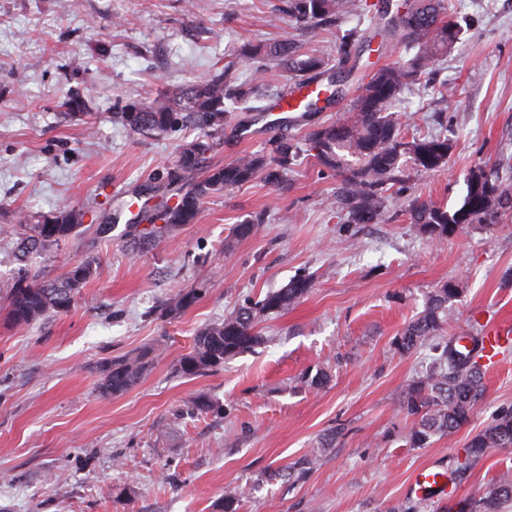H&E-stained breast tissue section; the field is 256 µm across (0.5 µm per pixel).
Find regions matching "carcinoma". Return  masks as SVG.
<instances>
[{
  "mask_svg": "<svg viewBox=\"0 0 512 512\" xmlns=\"http://www.w3.org/2000/svg\"><path fill=\"white\" fill-rule=\"evenodd\" d=\"M288 15L300 24H335L356 9L355 0H287ZM413 20L386 13L383 40L409 51L410 59H400L377 68L361 84L352 99L348 115L309 133V150L317 161L343 174L332 207L351 224H377L388 212L395 187L405 183L411 172H435L448 164L452 144L441 136L406 140L400 122L391 112L393 105L409 86L422 82L448 54L460 38V28L450 14L446 0H412ZM363 32L352 28L336 45L337 56L347 58L351 48L361 41ZM240 54L259 62L249 83L238 82L229 71L172 89L166 96L133 118L134 107L116 118L138 133L166 134L179 125L194 123L219 130L230 120L235 107L253 96H261L268 86L269 73L278 68L291 72L297 85H305L322 73L325 56L306 53L294 40L274 44L246 43ZM215 147L212 135L185 145L178 167L184 188L177 203L143 212L141 220L151 224L146 235L156 239L182 224H193L201 205L209 196L253 181L261 175L278 186L286 176L300 148L292 139L274 141L271 152L245 155L221 168L203 171L205 155ZM466 195L454 211L431 201L414 198L406 212L410 223L421 235L438 241L465 225L498 224L512 210V185L502 181L486 166L473 168L467 178ZM86 210L72 206L49 215L18 214L17 223L25 227L19 252L43 251L75 235L84 224ZM95 274V261L82 260L64 274L48 278L21 276L7 285L0 307L13 326H29L45 317L68 312L80 288ZM314 276L292 279L284 287L267 292L263 298L238 308L223 320L201 328L189 352L177 361V371L186 377L207 374L224 360L247 352L264 342L257 331L261 318L293 307L313 286ZM461 288L450 281L431 294L424 309L395 337L394 345L402 353L429 347L434 357L426 372L403 388L399 408L413 417L406 441L413 448L423 447L434 437L450 435L466 425L484 394L483 371L476 360L483 351L484 337H471L472 348L460 345L461 336L445 337L441 332L452 317L450 304ZM197 295L181 292L172 298L165 315L175 317L191 306ZM154 350L146 349L106 363L101 369L100 389L106 395L123 394L137 386L153 361ZM213 409L210 399L200 395L188 407L193 418ZM339 432L333 430L320 438L310 455L287 467L284 476L304 479L319 458L336 446ZM491 448H512V411L497 416L484 430L474 435L465 448L464 461L456 474L466 475L471 461L483 457ZM512 502V474L506 472L481 494L462 505L448 506V512H501Z\"/></svg>",
  "mask_w": 512,
  "mask_h": 512,
  "instance_id": "1",
  "label": "carcinoma"
}]
</instances>
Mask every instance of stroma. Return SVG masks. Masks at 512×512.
Returning <instances> with one entry per match:
<instances>
[{"label":"stroma","instance_id":"obj_1","mask_svg":"<svg viewBox=\"0 0 512 512\" xmlns=\"http://www.w3.org/2000/svg\"><path fill=\"white\" fill-rule=\"evenodd\" d=\"M397 2L361 0L333 28L300 26L281 0H0V288L23 267L56 277L96 261L68 313L28 327L0 315V512H220L232 490L243 494L239 512H445L512 472V448H493L447 495L416 493L415 471L454 470L470 438L512 410V349L486 368L465 426L412 448L398 400L431 352L394 346L449 281L461 295L446 335L512 324V212L433 242L405 211L416 197L456 209L477 165L512 181V0H448L460 41L431 89L408 88L395 111L405 138L441 135L453 148L443 170L413 173L387 222L352 224L331 210L341 176L306 151L283 186L259 177L209 197L196 223L147 244L125 206L173 203L180 148L207 130L139 134L115 112L227 68L247 79L255 63L236 55L243 42L295 39L343 80L339 33L374 28ZM73 95L86 120L62 118ZM252 120L243 111L225 123L205 168L268 148V137H241ZM73 205L87 212L78 234L20 258L17 214ZM256 217L257 233L237 237ZM305 274L309 293L262 318V345L203 376L176 372L200 328ZM180 291L197 301L161 317ZM147 348L156 357L139 385L103 394L101 366ZM323 366L329 384L311 387L305 375ZM202 394L216 411L186 416ZM332 429L335 448L306 479L277 477Z\"/></svg>","mask_w":512,"mask_h":512}]
</instances>
